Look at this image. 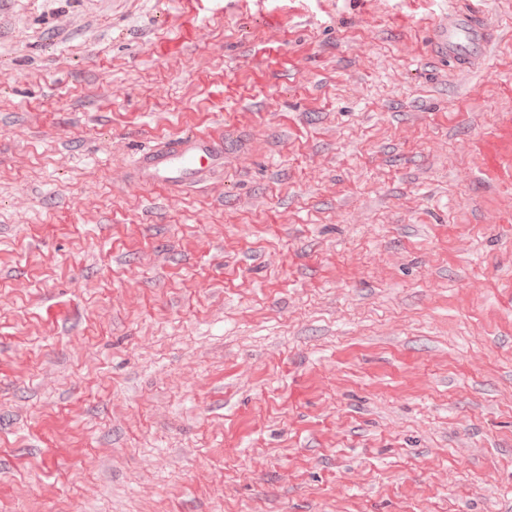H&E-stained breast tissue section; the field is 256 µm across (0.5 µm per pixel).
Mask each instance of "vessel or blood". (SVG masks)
<instances>
[{
	"label": "vessel or blood",
	"instance_id": "b4317fda",
	"mask_svg": "<svg viewBox=\"0 0 512 512\" xmlns=\"http://www.w3.org/2000/svg\"><path fill=\"white\" fill-rule=\"evenodd\" d=\"M488 34L478 11L449 15L441 30V44L449 58L468 65L480 56ZM489 176L512 181V128L483 139L478 144ZM222 139L213 134L187 133L143 154L138 180L146 186L197 185L222 159Z\"/></svg>",
	"mask_w": 512,
	"mask_h": 512
}]
</instances>
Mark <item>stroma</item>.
<instances>
[{
    "label": "stroma",
    "instance_id": "stroma-1",
    "mask_svg": "<svg viewBox=\"0 0 512 512\" xmlns=\"http://www.w3.org/2000/svg\"><path fill=\"white\" fill-rule=\"evenodd\" d=\"M511 122L512 0H0V512H512ZM488 34L476 10L457 12L448 16L441 30V44L448 58L461 66L480 56L488 43ZM484 160L485 172L491 177L512 181V128L483 139L477 145ZM222 151V136L186 133L143 154L138 181L146 186L193 187L221 164Z\"/></svg>",
    "mask_w": 512,
    "mask_h": 512
}]
</instances>
